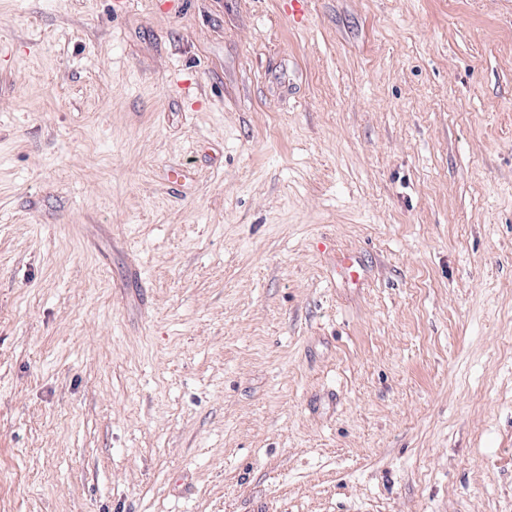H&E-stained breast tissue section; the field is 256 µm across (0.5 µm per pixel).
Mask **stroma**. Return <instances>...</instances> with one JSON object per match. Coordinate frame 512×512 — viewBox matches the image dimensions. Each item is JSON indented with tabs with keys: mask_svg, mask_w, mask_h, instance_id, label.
I'll use <instances>...</instances> for the list:
<instances>
[{
	"mask_svg": "<svg viewBox=\"0 0 512 512\" xmlns=\"http://www.w3.org/2000/svg\"><path fill=\"white\" fill-rule=\"evenodd\" d=\"M304 9L0 0V512H512V0Z\"/></svg>",
	"mask_w": 512,
	"mask_h": 512,
	"instance_id": "obj_1",
	"label": "stroma"
}]
</instances>
